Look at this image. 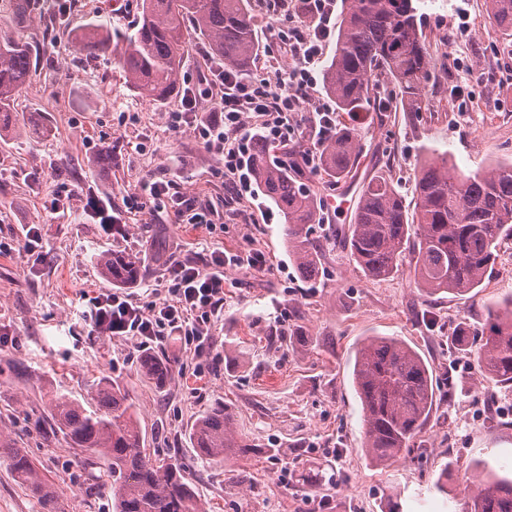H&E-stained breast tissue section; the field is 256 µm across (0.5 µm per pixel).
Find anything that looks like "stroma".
Listing matches in <instances>:
<instances>
[{
    "label": "stroma",
    "instance_id": "stroma-1",
    "mask_svg": "<svg viewBox=\"0 0 512 512\" xmlns=\"http://www.w3.org/2000/svg\"><path fill=\"white\" fill-rule=\"evenodd\" d=\"M414 4L434 56L425 107L397 110L389 87L385 111L372 104L337 113L361 138L355 184L327 183L301 162L314 135L313 112L332 102L320 83L299 106L296 140L270 156L295 165L316 195L321 222L312 236L325 248L313 280L299 273L282 238V218L264 197L227 207L221 160L190 126L177 134L168 129L182 90L197 91V112L212 107L202 93L212 61L203 41L189 47L179 93L158 104L127 89L114 57L84 59L71 49L72 33L90 23L133 33L140 0H85L65 15L54 0H40L38 19L22 26L10 5L0 4V35H23L38 50L14 119L0 129V241L12 247L0 255V440L35 461L64 512H112V495L100 486L99 469L75 463L62 436L44 439L42 429L52 425L45 400L57 393L92 403L102 380L129 393L151 456L180 462L207 512H463L471 486L487 474L512 477V390L482 376L477 346L458 349L450 341L459 322L482 327L487 304L512 296V238L500 243L481 288L432 297L409 264L376 280L346 248L328 244L351 218L331 213L330 202H355L371 178L385 177L413 205L426 148L449 152L466 172L512 161V38L494 32L485 0ZM460 83L471 90L462 102L452 96ZM102 151L112 155L109 166L98 161ZM164 177L216 210L221 224L210 232L164 212H127L128 194ZM61 182L79 192L67 212L52 214L44 203ZM100 193L114 210L126 211L128 237L83 223L87 197ZM28 224L41 228L45 263H32L23 249ZM157 240L169 255L199 265L215 248L257 250L267 260L261 270L225 267L224 315L211 325L202 355L173 337L154 344L153 354L174 363L160 394L146 382L144 354L130 337L91 340L85 322L92 297L112 287L95 265L103 251L140 256L145 275L132 287L133 298L164 299V267L151 257ZM283 336L289 345L280 344ZM374 336L415 348L436 382V405L419 437L422 454L385 465L363 449L362 407L352 385L355 354ZM217 403L232 411L237 432L252 446L221 466L197 458L188 438L195 419ZM443 473L448 480L440 491L435 483ZM0 512H40L1 455Z\"/></svg>",
    "mask_w": 512,
    "mask_h": 512
}]
</instances>
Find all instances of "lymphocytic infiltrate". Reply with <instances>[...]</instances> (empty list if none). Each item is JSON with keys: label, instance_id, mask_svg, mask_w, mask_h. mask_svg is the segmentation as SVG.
I'll return each instance as SVG.
<instances>
[{"label": "lymphocytic infiltrate", "instance_id": "lymphocytic-infiltrate-1", "mask_svg": "<svg viewBox=\"0 0 512 512\" xmlns=\"http://www.w3.org/2000/svg\"><path fill=\"white\" fill-rule=\"evenodd\" d=\"M313 27L293 25L274 31L273 38L293 58L290 69L276 82L246 77L223 67L212 71L209 89L214 114L198 116L195 94H185L179 111L168 116L169 128L180 131L194 127L196 137L224 163V184L232 199L240 200L252 191L248 173L249 156L255 139L272 145H287L297 131L298 105L315 85L322 50L334 27V0H306ZM167 211L186 224L213 228L215 214L198 199L180 192L175 181L157 180L128 194L126 206L139 211L147 204ZM260 254L226 255L210 252L205 265L169 258L165 283L168 297L162 302L138 304L124 292L96 297L88 315L89 337L131 336L140 347L170 336L180 337L185 347L200 351L208 340V330L224 309V268L228 265L256 269L262 267Z\"/></svg>", "mask_w": 512, "mask_h": 512}]
</instances>
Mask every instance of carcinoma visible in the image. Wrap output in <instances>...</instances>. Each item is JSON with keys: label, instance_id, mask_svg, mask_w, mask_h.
Masks as SVG:
<instances>
[{"label": "carcinoma", "instance_id": "cac0c4a2", "mask_svg": "<svg viewBox=\"0 0 512 512\" xmlns=\"http://www.w3.org/2000/svg\"><path fill=\"white\" fill-rule=\"evenodd\" d=\"M249 0H140L136 31L112 45L111 32L89 24L71 40L84 58L113 55L128 89L155 102L176 91L190 33L202 36L211 56L247 73L257 54ZM336 44L323 83L339 112H355L381 95L390 82L407 112H419L426 98L433 56L413 0H344ZM494 31L512 36V0H487ZM35 46L21 36L0 39V126L11 123L14 101L35 65ZM272 145L254 142L251 171L265 199L283 218L282 236L302 276L318 275V251L310 225L318 223L316 200L288 170L270 162ZM356 130L336 128L321 147L319 169L340 182L358 168ZM415 206L385 178L371 179L358 194L345 238L353 259L372 278H386L407 261L429 295L467 294L482 286L496 249L512 237V163L468 173L449 152L432 149L415 180ZM104 278L127 287L142 274V260L129 252L104 251L96 260ZM478 367L487 378L512 387V296L486 306ZM143 373L159 392L173 375L166 359L147 355ZM354 382L363 405L364 449L379 464L411 451L430 417L433 372L422 356L393 337L375 336L358 351ZM50 413L77 463L98 458L108 469L102 485L112 491L113 512H206L177 462L147 453L135 406L118 384L99 383L93 406L56 395ZM191 444L209 463L249 447L233 427L225 406L205 410L191 428ZM15 478L37 500L40 512H62L56 491L29 456L1 446ZM468 512H512V479L480 481L468 498Z\"/></svg>", "mask_w": 512, "mask_h": 512}]
</instances>
